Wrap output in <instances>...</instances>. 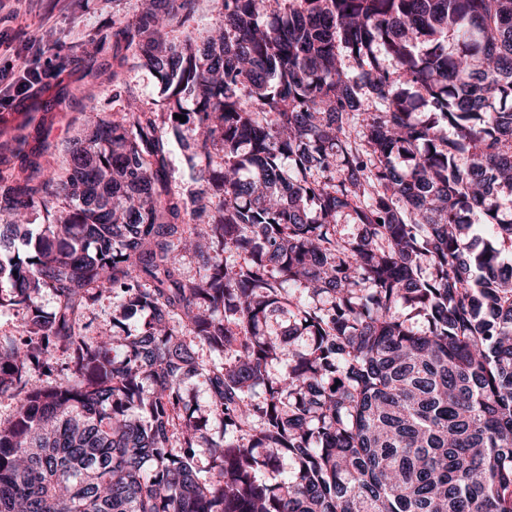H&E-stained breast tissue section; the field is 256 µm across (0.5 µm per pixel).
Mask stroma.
I'll return each instance as SVG.
<instances>
[{
  "label": "stroma",
  "instance_id": "35a3bbf8",
  "mask_svg": "<svg viewBox=\"0 0 512 512\" xmlns=\"http://www.w3.org/2000/svg\"><path fill=\"white\" fill-rule=\"evenodd\" d=\"M147 5L148 0H24L16 16L0 25L13 46L6 58L15 70L25 67L29 45L51 48L48 62L57 75L50 84L24 102L0 106V127L27 136L41 164L64 166L86 113L94 107L112 112L116 93L134 94L157 108L160 94L151 73L136 60L115 59L110 49L117 26ZM93 39L104 43L98 61L116 72V81L100 84L88 75L82 55Z\"/></svg>",
  "mask_w": 512,
  "mask_h": 512
}]
</instances>
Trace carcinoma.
<instances>
[{
	"instance_id": "obj_1",
	"label": "carcinoma",
	"mask_w": 512,
	"mask_h": 512,
	"mask_svg": "<svg viewBox=\"0 0 512 512\" xmlns=\"http://www.w3.org/2000/svg\"><path fill=\"white\" fill-rule=\"evenodd\" d=\"M164 2L114 50L165 112L92 108L61 172L15 163L0 129V249L25 246L0 263L25 320L0 337V512H512V0H221L201 41L194 0ZM171 141L185 191L160 174ZM105 294L119 310L91 336Z\"/></svg>"
}]
</instances>
